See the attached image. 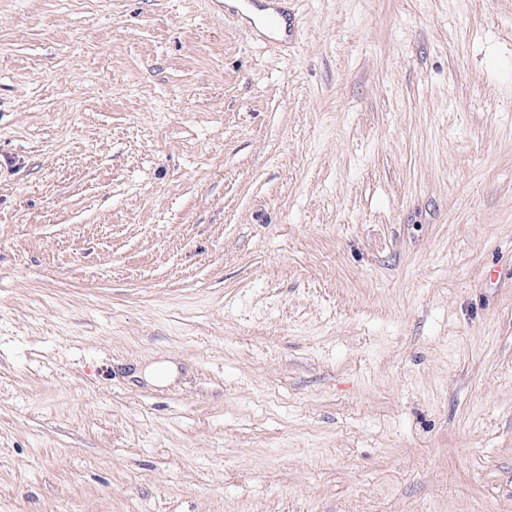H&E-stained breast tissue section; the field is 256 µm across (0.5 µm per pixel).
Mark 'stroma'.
I'll return each mask as SVG.
<instances>
[{"mask_svg":"<svg viewBox=\"0 0 512 512\" xmlns=\"http://www.w3.org/2000/svg\"><path fill=\"white\" fill-rule=\"evenodd\" d=\"M0 0V512H512V0ZM280 19L283 20V25ZM261 23L272 33V36L267 39L268 42L286 44L288 43V39L292 36L288 18L278 11H274L273 15L267 16ZM282 27L283 30H281Z\"/></svg>","mask_w":512,"mask_h":512,"instance_id":"35a3bbf8","label":"stroma"}]
</instances>
